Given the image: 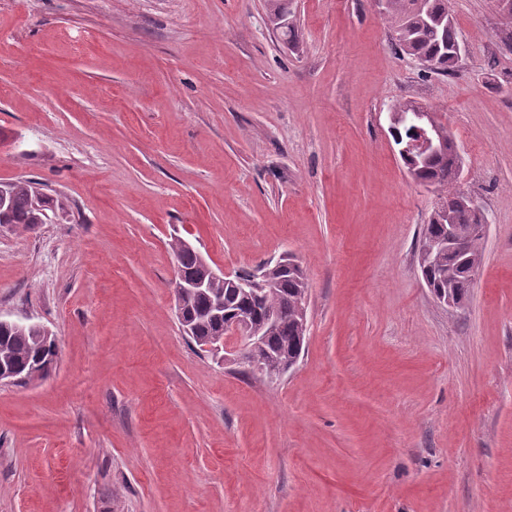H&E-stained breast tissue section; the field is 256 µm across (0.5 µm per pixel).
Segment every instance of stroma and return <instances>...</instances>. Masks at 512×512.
I'll return each instance as SVG.
<instances>
[{
  "mask_svg": "<svg viewBox=\"0 0 512 512\" xmlns=\"http://www.w3.org/2000/svg\"><path fill=\"white\" fill-rule=\"evenodd\" d=\"M455 75L376 0H0V316L56 366L0 386V512H512V22L450 0ZM435 112L487 221L464 309L418 263L436 192L389 109ZM235 276L288 254L308 331L271 381L184 336L173 236ZM33 182L30 181H17L13 187V194L11 192V185L8 183H0V209L6 210L9 198L12 195L9 210L4 216L0 213V224H24L25 226L33 224H45L49 218V212L53 213L62 209L58 201L46 196L45 212L36 211L32 208V196L34 198V205L38 207L44 193L36 187L34 193L32 192Z\"/></svg>",
  "mask_w": 512,
  "mask_h": 512,
  "instance_id": "stroma-1",
  "label": "stroma"
}]
</instances>
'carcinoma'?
I'll list each match as a JSON object with an SVG mask.
<instances>
[{"instance_id":"1","label":"carcinoma","mask_w":512,"mask_h":512,"mask_svg":"<svg viewBox=\"0 0 512 512\" xmlns=\"http://www.w3.org/2000/svg\"><path fill=\"white\" fill-rule=\"evenodd\" d=\"M384 18L389 28L396 34L399 49L418 59L434 63L432 70L448 75L453 72L456 61L454 51L459 45L454 21L448 0H385ZM417 176L429 182L446 202L448 207L437 209L425 225L420 241L422 263L420 270L427 287L453 299L468 301L472 284L467 276L470 257L483 254L482 238L470 235V226L478 223L476 208L461 197L457 183L459 179L458 155L448 151L416 164ZM32 186L30 181H17L9 210L0 215V224H43L49 214L60 209L58 202L46 198L45 212L32 208ZM458 227L461 235L467 238L465 251L450 258H441L432 252L431 241L437 239L448 225ZM172 250L178 252L181 264L192 271L198 270L197 255L172 240ZM275 288L263 295H252L239 288L217 281L203 293L188 296L185 300V314L195 324L193 340H221L217 336L220 322L208 316L217 301L224 302V311L247 314L253 322L263 323L270 310L278 313V324L268 333L263 345L250 354L251 363L266 372H280L288 366V361L299 358L307 335L299 308L308 293V279L301 266L277 274ZM53 341L42 335L36 327L17 329L0 324V366H9L24 371L41 362L53 363Z\"/></svg>"}]
</instances>
